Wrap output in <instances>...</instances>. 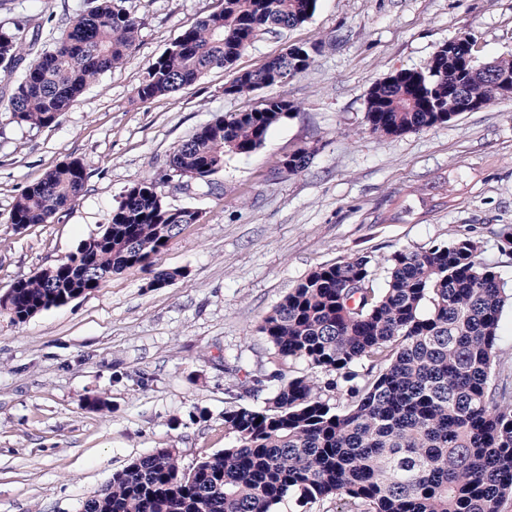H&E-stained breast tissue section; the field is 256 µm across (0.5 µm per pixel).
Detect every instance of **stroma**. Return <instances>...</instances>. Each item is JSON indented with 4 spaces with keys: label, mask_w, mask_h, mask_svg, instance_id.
Returning <instances> with one entry per match:
<instances>
[{
    "label": "stroma",
    "mask_w": 512,
    "mask_h": 512,
    "mask_svg": "<svg viewBox=\"0 0 512 512\" xmlns=\"http://www.w3.org/2000/svg\"><path fill=\"white\" fill-rule=\"evenodd\" d=\"M222 0H124L139 42L56 125L9 123L0 111V295L67 256L103 224L128 187L162 173L173 147L214 118L276 94L297 112L254 155L229 156L200 196L164 185L172 204L201 209L157 257L186 278L155 289L147 270L15 325L0 317V512H79L131 459L173 448L184 468L224 448L225 359L257 375L274 368L257 333L317 266L380 257L469 235L512 286V98L419 133L380 138L366 124L370 87L423 69L437 48L471 34L485 64L512 58V0H318L313 17L263 34L232 67L143 103L146 67ZM91 0H0V24L28 21L49 40ZM320 44L311 66L276 90L239 98L224 85L292 45ZM315 147L295 176L282 161ZM82 160L85 191L50 223L15 226L14 202L57 165ZM101 395L109 411L86 409Z\"/></svg>",
    "instance_id": "obj_1"
}]
</instances>
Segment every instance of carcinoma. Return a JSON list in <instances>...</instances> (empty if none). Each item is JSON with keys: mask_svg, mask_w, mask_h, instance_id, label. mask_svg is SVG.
Returning <instances> with one entry per match:
<instances>
[{"mask_svg": "<svg viewBox=\"0 0 512 512\" xmlns=\"http://www.w3.org/2000/svg\"><path fill=\"white\" fill-rule=\"evenodd\" d=\"M317 0H222L185 30L136 86L153 99L232 65L261 34L295 28ZM140 23L120 0H94L41 47L26 27H0V79L13 83L5 111L30 129L50 128L100 75L136 49ZM316 46L292 45L256 70L238 71L224 94L248 97L309 68ZM26 67L19 68L20 64ZM442 45L422 70L400 69L367 95L371 133L400 136L447 124L465 100L490 106L512 60L472 75ZM298 107L272 96L260 108L220 116L174 147L164 178L135 181L101 229L76 250L0 295V316L23 324L103 287L106 276L144 269L202 212L169 203L162 184L185 173L210 184L228 155L250 156ZM315 149L283 161L305 169ZM86 166L63 163L15 201L9 223L47 224L77 200ZM472 236L422 250L399 248L324 264L259 322L277 368L254 375L224 362L233 401L224 450L192 468L173 448L132 459L82 502L80 512H275L285 500L337 501L336 512H503L512 500V373L493 380L502 310L512 293ZM384 268V285L377 271ZM184 276L155 272L151 287ZM311 374L286 375L288 362ZM267 392L264 405L244 403ZM337 403H331V398ZM261 422H256V419Z\"/></svg>", "mask_w": 512, "mask_h": 512, "instance_id": "obj_1", "label": "carcinoma"}]
</instances>
